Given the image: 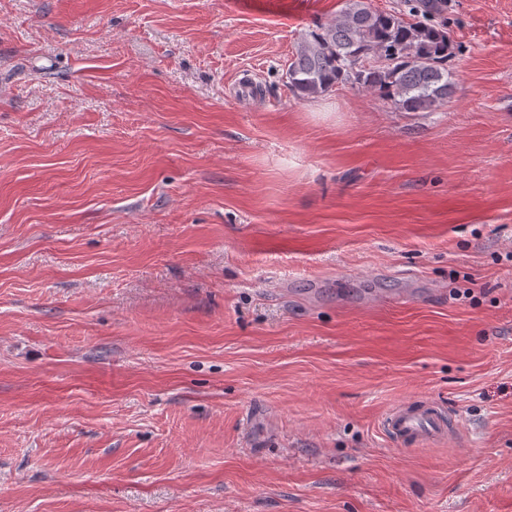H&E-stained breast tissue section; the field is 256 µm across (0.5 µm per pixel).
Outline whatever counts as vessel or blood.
I'll return each mask as SVG.
<instances>
[{"label":"vessel or blood","instance_id":"b4317fda","mask_svg":"<svg viewBox=\"0 0 512 512\" xmlns=\"http://www.w3.org/2000/svg\"><path fill=\"white\" fill-rule=\"evenodd\" d=\"M385 431L404 444L424 443L446 436L443 410L425 400L397 405L383 417Z\"/></svg>","mask_w":512,"mask_h":512}]
</instances>
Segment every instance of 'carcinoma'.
I'll return each mask as SVG.
<instances>
[{
  "label": "carcinoma",
  "mask_w": 512,
  "mask_h": 512,
  "mask_svg": "<svg viewBox=\"0 0 512 512\" xmlns=\"http://www.w3.org/2000/svg\"><path fill=\"white\" fill-rule=\"evenodd\" d=\"M406 21L371 0H343L336 19L304 34L285 73L300 100L342 83L358 84L402 112L431 111L454 92L448 28L431 23L443 0H419Z\"/></svg>",
  "instance_id": "carcinoma-1"
}]
</instances>
